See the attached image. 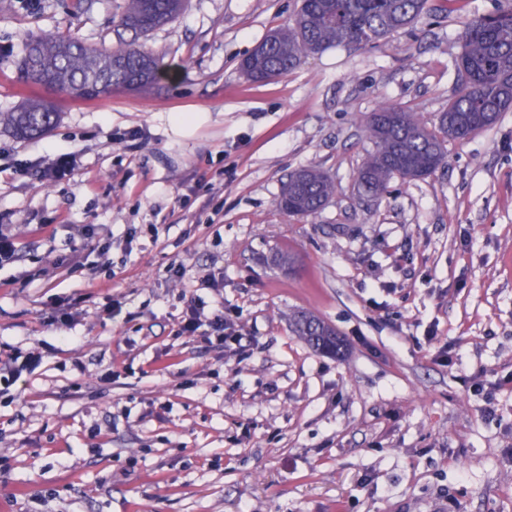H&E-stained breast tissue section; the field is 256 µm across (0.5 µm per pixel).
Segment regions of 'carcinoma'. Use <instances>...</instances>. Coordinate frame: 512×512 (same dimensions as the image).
Returning a JSON list of instances; mask_svg holds the SVG:
<instances>
[{"label":"carcinoma","instance_id":"carcinoma-1","mask_svg":"<svg viewBox=\"0 0 512 512\" xmlns=\"http://www.w3.org/2000/svg\"><path fill=\"white\" fill-rule=\"evenodd\" d=\"M187 0H125L112 17L119 38L113 48L87 45L63 36L26 44L19 64L25 85L52 88L96 99L117 88L141 90L156 82L160 58L140 43L186 8ZM428 0H301L292 22L271 31L242 61L249 81L267 83L288 73L303 58L339 45L368 46L415 25L427 13ZM458 73L462 88L448 100L438 126L428 128L412 112L385 106L365 118L374 151L357 171V183L371 195L384 193L394 178L424 179L445 162V143L465 140L493 127L512 109V5L465 24ZM57 113L40 98H27L0 112V125L21 141L47 134ZM336 192L335 182L317 168H301L288 177L277 204L293 215L317 213ZM294 331L311 346L341 350L333 328L313 314L295 319Z\"/></svg>","mask_w":512,"mask_h":512}]
</instances>
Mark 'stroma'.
<instances>
[{"mask_svg":"<svg viewBox=\"0 0 512 512\" xmlns=\"http://www.w3.org/2000/svg\"><path fill=\"white\" fill-rule=\"evenodd\" d=\"M497 3L430 0L412 28L256 84L241 60L300 0H189L144 40L157 82L88 101L20 83L24 44L112 46L124 0H0V112L61 114L26 141L0 128V359L43 355L0 394V512H512V111L427 178L371 199L354 177L380 105L436 126L463 25ZM179 112L201 119L182 133ZM61 153L71 174L41 179ZM301 167L336 182L303 217L277 206ZM190 296L241 344L177 336ZM301 312L343 355L294 333Z\"/></svg>","mask_w":512,"mask_h":512,"instance_id":"stroma-1","label":"stroma"}]
</instances>
